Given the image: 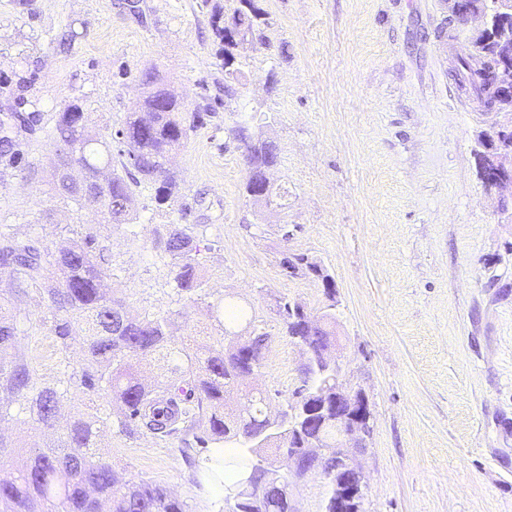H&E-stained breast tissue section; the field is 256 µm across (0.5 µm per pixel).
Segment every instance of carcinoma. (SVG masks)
I'll return each instance as SVG.
<instances>
[{"label":"carcinoma","mask_w":512,"mask_h":512,"mask_svg":"<svg viewBox=\"0 0 512 512\" xmlns=\"http://www.w3.org/2000/svg\"><path fill=\"white\" fill-rule=\"evenodd\" d=\"M258 14L242 7L234 11L232 26L251 35ZM495 42L486 35L476 39V52L459 59L456 79L460 87L482 100L494 94ZM148 87L139 108L128 114L115 131L120 169L112 167V142L88 135L91 113L79 103L67 107L56 121L55 171L58 196L80 208L95 205L106 221H128L132 185L148 181L158 206L171 205L179 196V183L168 168L172 154L185 146L190 132L204 125L215 112L210 105L184 114L183 104L161 94L156 77L144 74ZM39 121L34 112H10L0 119V162L25 161L18 133H33ZM253 162L270 170L278 164L271 143L252 145ZM74 162L93 179L91 189L80 192L62 174ZM96 239L88 234L54 254L12 236L0 237V267L9 270L11 288L0 303V391L22 401L38 426L55 428L63 395L54 387L37 388L28 369L6 361L18 347L17 328L10 314L12 299L26 294L35 277L52 268L39 291L40 302L62 314L55 333L63 341L80 345L83 365L79 385L88 391L106 387L119 431L139 429L171 435L193 433L202 448L214 446L208 462L218 478L228 468L244 476L245 512H292L288 502V473L302 474L297 454L288 445V404L271 407L267 397L250 390L253 371L265 365L270 336L259 331L240 336L237 323L252 325L255 318L234 304L217 300L207 304L220 335L195 348L178 346L170 318L131 315L124 299L103 288V275L95 254ZM160 246L173 260V281L178 292L194 293L204 283L201 240L186 224H167ZM325 331L317 343L336 344V318L324 314ZM163 361L178 381L153 387L141 376L145 362ZM246 396L238 411L226 409V396ZM100 419L92 413L71 420L56 441L30 449L26 464L8 470L0 437V512H186L184 504L165 488L121 478L111 460L99 451Z\"/></svg>","instance_id":"cac0c4a2"}]
</instances>
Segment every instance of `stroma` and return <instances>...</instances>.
Here are the masks:
<instances>
[{
	"instance_id": "35a3bbf8",
	"label": "stroma",
	"mask_w": 512,
	"mask_h": 512,
	"mask_svg": "<svg viewBox=\"0 0 512 512\" xmlns=\"http://www.w3.org/2000/svg\"><path fill=\"white\" fill-rule=\"evenodd\" d=\"M0 0V116L38 112L23 134L26 164L0 165V232L54 252L94 235L106 287L132 313L170 317L186 344L216 335L204 305L224 299L272 338L259 389L290 399L304 378L285 335L282 298L322 315L320 280L290 275L283 259H318L336 284V332L349 383L369 397L373 435L356 459L368 478L366 512H512V190H487L475 150L495 122L453 77L481 21L453 0H254L259 26L224 76L214 14L237 0ZM187 111L216 115L171 160L181 192L157 206L133 188L134 219L104 223L52 191L59 112L84 101L91 133L121 128L145 72ZM272 142L281 206L246 196L239 128ZM39 175L28 178L27 166ZM168 224H190L206 245L200 295L174 287L158 245ZM18 356L40 387L63 392L61 417L96 410L105 391L77 386L78 347L63 348L56 312L29 296L14 311ZM0 436L11 465L43 436L20 402ZM101 451L133 481L166 487L186 512H229L203 485L209 449L192 435L158 437L104 426ZM329 483L289 475L293 512H325Z\"/></svg>"
}]
</instances>
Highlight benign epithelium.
I'll use <instances>...</instances> for the list:
<instances>
[{
    "mask_svg": "<svg viewBox=\"0 0 512 512\" xmlns=\"http://www.w3.org/2000/svg\"><path fill=\"white\" fill-rule=\"evenodd\" d=\"M454 9L461 19L485 17V13L477 9L472 0H454ZM494 39L500 44L496 79L499 93L498 99L488 105L487 110L504 113L507 121L482 133L480 140L484 151L479 153V164L486 187L499 190L512 187V164H506V159H512V144H501L496 139L502 130H512V113L503 112L505 102L512 103V27H498ZM293 341L303 355L306 378L288 400V432H295L299 427L320 428L330 421L336 425V437L318 438L308 444L305 453L311 463L303 467V471L315 470L318 462L324 459L334 460L336 469L330 476L332 491L327 512H364L367 478L353 459L350 449H364L371 439L373 414L369 397L364 391L348 385L340 346L326 350L319 357L313 353L310 337L295 336ZM319 375H327L335 383L336 416L333 418L326 409L322 391L316 388V377Z\"/></svg>",
    "mask_w": 512,
    "mask_h": 512,
    "instance_id": "benign-epithelium-1",
    "label": "benign epithelium"
}]
</instances>
